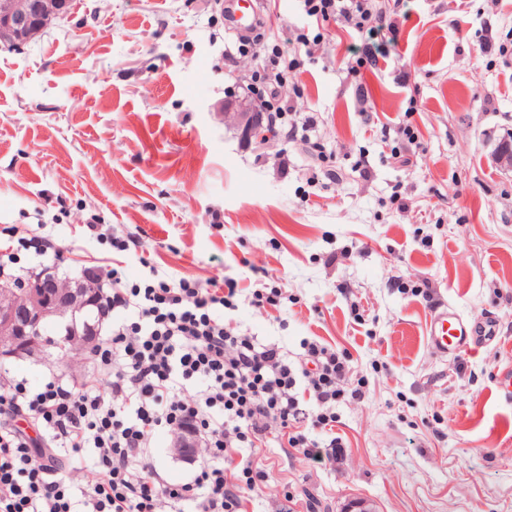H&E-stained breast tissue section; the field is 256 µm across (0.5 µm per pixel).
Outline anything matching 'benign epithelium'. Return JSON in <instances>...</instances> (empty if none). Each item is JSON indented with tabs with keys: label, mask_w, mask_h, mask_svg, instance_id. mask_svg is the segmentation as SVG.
Returning a JSON list of instances; mask_svg holds the SVG:
<instances>
[{
	"label": "benign epithelium",
	"mask_w": 512,
	"mask_h": 512,
	"mask_svg": "<svg viewBox=\"0 0 512 512\" xmlns=\"http://www.w3.org/2000/svg\"><path fill=\"white\" fill-rule=\"evenodd\" d=\"M70 0H0V46L18 49L36 39L57 18L67 13ZM224 120L241 127L246 138L260 134L249 112H224ZM100 303L83 283L71 284L49 272L19 280L0 290V356L19 357L34 350L85 345L96 329L66 326L64 336L44 335L47 319L68 312L81 313Z\"/></svg>",
	"instance_id": "obj_1"
}]
</instances>
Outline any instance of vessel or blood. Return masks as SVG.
Returning a JSON list of instances; mask_svg holds the SVG:
<instances>
[{"label": "vessel or blood", "instance_id": "b4317fda", "mask_svg": "<svg viewBox=\"0 0 512 512\" xmlns=\"http://www.w3.org/2000/svg\"><path fill=\"white\" fill-rule=\"evenodd\" d=\"M498 335L495 319H471L453 307L436 309L428 329V343L435 354L458 355L493 343Z\"/></svg>", "mask_w": 512, "mask_h": 512}]
</instances>
